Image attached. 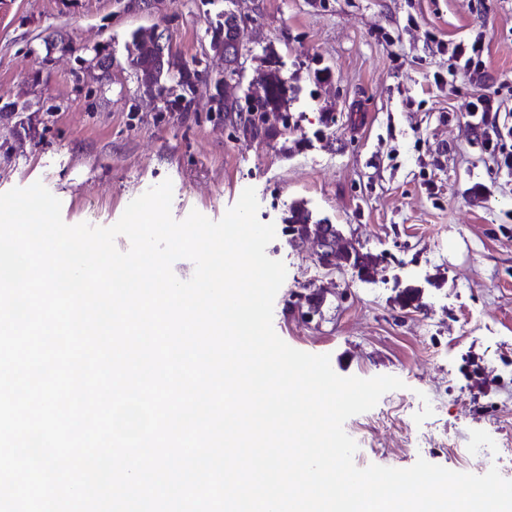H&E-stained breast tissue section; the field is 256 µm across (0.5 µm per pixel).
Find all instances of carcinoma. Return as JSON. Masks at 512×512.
Returning <instances> with one entry per match:
<instances>
[{
    "mask_svg": "<svg viewBox=\"0 0 512 512\" xmlns=\"http://www.w3.org/2000/svg\"><path fill=\"white\" fill-rule=\"evenodd\" d=\"M239 31V17L234 12L224 13V19L217 21L212 27L210 44L219 45L232 34ZM266 63L268 70L264 73V94L256 102H249L250 93L219 97L216 100V109L231 118L233 116L244 118V131L257 132L259 130H272L276 123L287 126L288 116V85L282 79L276 68L275 54L269 53ZM130 66L136 71L144 93L152 95L163 89L162 82L167 80L171 73H176L181 79V93L175 98L165 101L168 112H188L198 88L207 84L206 76L188 64L174 57H161L150 52L138 53L130 58ZM288 230L300 235L310 233H336V227L322 226V223L311 222L308 211L300 205L290 210L288 217Z\"/></svg>",
    "mask_w": 512,
    "mask_h": 512,
    "instance_id": "carcinoma-1",
    "label": "carcinoma"
}]
</instances>
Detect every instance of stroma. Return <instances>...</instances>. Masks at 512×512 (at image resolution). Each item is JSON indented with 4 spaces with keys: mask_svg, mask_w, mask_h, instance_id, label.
<instances>
[{
    "mask_svg": "<svg viewBox=\"0 0 512 512\" xmlns=\"http://www.w3.org/2000/svg\"><path fill=\"white\" fill-rule=\"evenodd\" d=\"M228 9L253 17L239 34L246 78L265 70V48L276 53L288 130L244 133L203 89L191 111L167 112L140 86L135 31L158 29L215 73L211 28ZM478 37L481 79L451 56ZM99 50L112 60L104 79L89 66ZM491 85L506 135L489 147L468 104ZM508 151L512 0H0V193L38 181L65 223L108 227L166 179L177 220H220L254 188L276 230L266 253L287 270L276 334L329 355L339 376L404 383L379 400L397 425L346 420L360 468L422 458L461 472L458 449L512 444ZM295 203L376 257L371 273L319 266L314 237L284 232Z\"/></svg>",
    "mask_w": 512,
    "mask_h": 512,
    "instance_id": "obj_1",
    "label": "stroma"
}]
</instances>
